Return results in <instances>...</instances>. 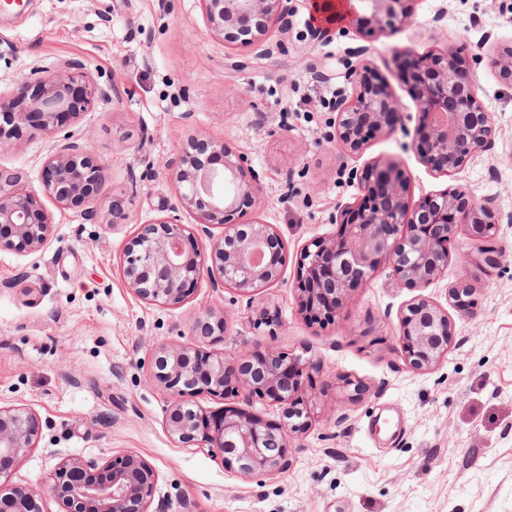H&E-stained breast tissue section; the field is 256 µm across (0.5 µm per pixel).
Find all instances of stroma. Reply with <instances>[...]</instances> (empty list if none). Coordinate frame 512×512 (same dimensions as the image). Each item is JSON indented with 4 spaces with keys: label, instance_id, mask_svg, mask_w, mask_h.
<instances>
[{
    "label": "stroma",
    "instance_id": "obj_1",
    "mask_svg": "<svg viewBox=\"0 0 512 512\" xmlns=\"http://www.w3.org/2000/svg\"><path fill=\"white\" fill-rule=\"evenodd\" d=\"M312 0H292L287 27L237 47L208 31L200 0H27L0 16V92L26 96L32 67L55 72L82 61L111 99L92 101L74 129L101 164L94 218L45 207L53 233L39 251L0 250V406L34 411L40 433L11 469L37 489L62 460L126 454L158 473L164 512H512V223L494 236L459 229L448 268L425 288L395 287L388 265L351 288L334 322L308 324L294 284L311 239L337 235L341 209L362 188L351 168L396 162L406 199L461 188L512 212V85L473 67L475 90L494 115L495 145L455 173L420 157L421 118L392 58L449 46L489 56L512 44V0H414L415 23L377 31L308 24ZM386 79L402 112L394 130L357 153L327 141L353 50ZM246 156L260 192L248 210L273 224L288 248L280 281L248 301L201 277L178 307L138 299L120 256L140 225L175 201L167 164L191 142ZM53 142L22 128L0 148V168L37 188ZM468 288L453 300L449 290ZM448 312V352L413 370L400 317L417 298ZM227 312V333L205 343L226 357L272 349L312 365L302 396L315 420L289 448V466L243 477L209 449L175 442L168 400L147 367L161 346L190 345L204 308Z\"/></svg>",
    "mask_w": 512,
    "mask_h": 512
}]
</instances>
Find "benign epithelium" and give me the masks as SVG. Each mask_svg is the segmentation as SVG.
<instances>
[{"label":"benign epithelium","mask_w":512,"mask_h":512,"mask_svg":"<svg viewBox=\"0 0 512 512\" xmlns=\"http://www.w3.org/2000/svg\"><path fill=\"white\" fill-rule=\"evenodd\" d=\"M208 28L240 46L253 44L273 22L288 26V0H200ZM363 14L355 26L379 28L412 23L408 0H359ZM481 55L467 59L448 49L418 62L398 64L413 85L415 100L425 118L420 128V150L433 167L446 172L462 168L469 158L494 147V122L475 94L468 73ZM501 79L512 83V51L486 58ZM349 96L336 99L335 130L327 140L350 152L362 149L366 133L389 129L401 111L398 101L373 73L365 52L357 50L343 60ZM26 83L41 90L31 104L0 93V112L16 128L29 126L54 140V152L45 160L40 191L18 187L19 176L0 170V248L33 253L49 241L53 222L42 198L61 208L84 207L91 218L99 201L100 168L85 152L72 129L85 106L111 97L112 87L100 85L84 65L67 60L47 77L32 68ZM222 168L182 154L167 164L177 203L169 214L145 222L124 248V281L141 300L175 307L181 304L208 272L212 288L233 289L252 300L279 281L287 248L274 225L263 221L234 223L237 201L255 198L259 179L244 156L223 153ZM349 179L367 189L362 201L341 211V233L316 238L300 251L296 291L301 311L310 321L335 317L348 291L373 275L383 262L399 285L427 286L448 267V241L459 225L475 238L490 237L499 224L512 222L489 200L477 203L464 191H445L426 197L413 210L403 201L404 180L395 163L351 169ZM193 211L201 231L209 235L210 251L191 247L180 212ZM222 228L219 236L209 228ZM405 234L395 238L399 227ZM229 316L207 308L192 327L202 342L223 335ZM405 353L414 370L434 367L448 351V313L426 299L407 306L401 317ZM311 364L301 355L289 357L271 349L263 354L243 352L233 360L205 355L193 346L162 347L151 357V378L168 395L166 427L177 442L207 448L222 457L224 467L244 477L283 470L288 445L295 434L312 425V405L298 400ZM257 396L282 408L284 424L277 427L235 409L206 413L196 399L208 394ZM39 424L24 407L0 406V512H43L40 493L9 484L11 467L34 446ZM279 439L276 450L269 441ZM158 480L155 468L143 457L126 455L99 465L95 460L70 458L50 474L49 491L63 512H150Z\"/></svg>","instance_id":"1"}]
</instances>
